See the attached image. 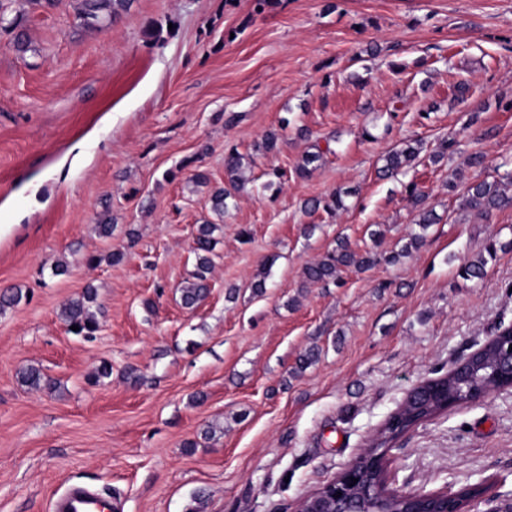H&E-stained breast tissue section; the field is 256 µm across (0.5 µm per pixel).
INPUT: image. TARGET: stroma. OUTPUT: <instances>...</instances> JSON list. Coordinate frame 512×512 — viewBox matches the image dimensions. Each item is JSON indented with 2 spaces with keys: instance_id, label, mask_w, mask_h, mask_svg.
<instances>
[{
  "instance_id": "obj_1",
  "label": "stroma",
  "mask_w": 512,
  "mask_h": 512,
  "mask_svg": "<svg viewBox=\"0 0 512 512\" xmlns=\"http://www.w3.org/2000/svg\"><path fill=\"white\" fill-rule=\"evenodd\" d=\"M13 11L32 50L0 30V294H22L0 310V512H53L75 482L109 490L112 512H294L410 388L512 325V208L484 219L448 191L512 170V0H130L99 29L74 0ZM417 139L452 146L378 178ZM232 149L244 185L219 216ZM412 181L441 217L424 231ZM337 191L342 209L305 213ZM208 221L210 292L187 309ZM340 236L379 264L304 287ZM491 241L484 278H462ZM88 288L100 329L84 338L61 312ZM388 474L408 492L511 485L512 395L424 421Z\"/></svg>"
}]
</instances>
